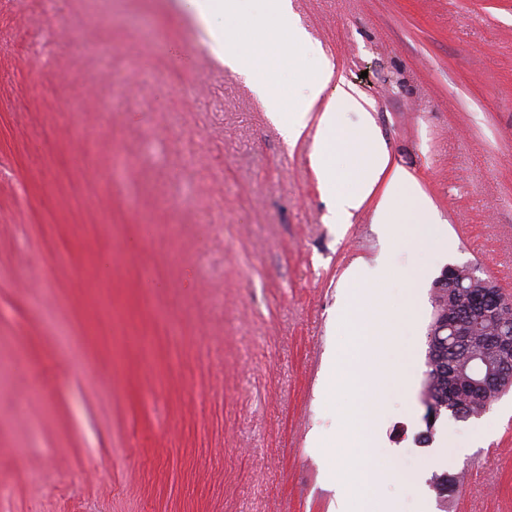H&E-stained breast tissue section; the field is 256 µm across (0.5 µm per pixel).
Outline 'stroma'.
I'll list each match as a JSON object with an SVG mask.
<instances>
[{
    "instance_id": "obj_1",
    "label": "stroma",
    "mask_w": 512,
    "mask_h": 512,
    "mask_svg": "<svg viewBox=\"0 0 512 512\" xmlns=\"http://www.w3.org/2000/svg\"><path fill=\"white\" fill-rule=\"evenodd\" d=\"M291 7L435 207L434 256L386 253L369 206L325 223L310 141L288 149L183 0H0V512H336L350 451L309 437L343 428L321 388L348 269L471 263L512 295V0ZM431 311L421 288L377 443L428 468L377 496L512 512V391L425 423Z\"/></svg>"
}]
</instances>
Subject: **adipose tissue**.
<instances>
[{
    "mask_svg": "<svg viewBox=\"0 0 512 512\" xmlns=\"http://www.w3.org/2000/svg\"><path fill=\"white\" fill-rule=\"evenodd\" d=\"M203 25L224 24L218 51L225 67L260 96L288 147L311 140L309 163L320 186L334 200L328 223L350 224L373 203V221L392 249L432 254L443 237L437 212L417 181L395 166L367 110V100L323 52H309L304 29L289 0H186ZM301 84L284 94L280 63ZM356 113L354 126L341 123Z\"/></svg>",
    "mask_w": 512,
    "mask_h": 512,
    "instance_id": "1",
    "label": "adipose tissue"
}]
</instances>
